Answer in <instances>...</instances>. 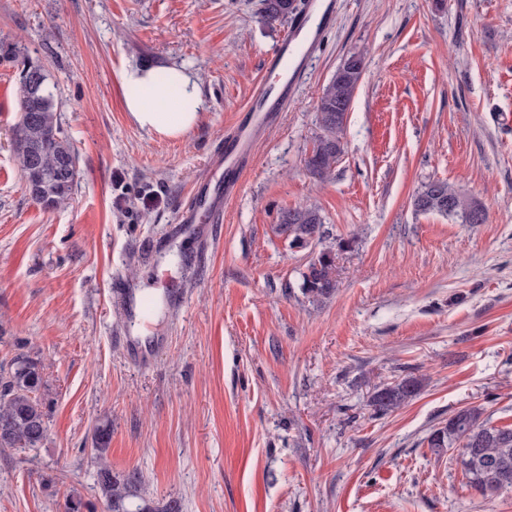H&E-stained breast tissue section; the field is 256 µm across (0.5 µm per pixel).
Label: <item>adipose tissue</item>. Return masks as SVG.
<instances>
[{
	"label": "adipose tissue",
	"instance_id": "ef3b65f1",
	"mask_svg": "<svg viewBox=\"0 0 512 512\" xmlns=\"http://www.w3.org/2000/svg\"><path fill=\"white\" fill-rule=\"evenodd\" d=\"M122 82L128 89L126 108L141 128L177 137L197 123L203 100L181 71H174L172 81L163 82L153 72L130 70Z\"/></svg>",
	"mask_w": 512,
	"mask_h": 512
}]
</instances>
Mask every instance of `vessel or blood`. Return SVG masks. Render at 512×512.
<instances>
[{
  "instance_id": "obj_1",
  "label": "vessel or blood",
  "mask_w": 512,
  "mask_h": 512,
  "mask_svg": "<svg viewBox=\"0 0 512 512\" xmlns=\"http://www.w3.org/2000/svg\"><path fill=\"white\" fill-rule=\"evenodd\" d=\"M334 12L333 0H327L321 7L319 22H312L307 11L291 20L280 45L264 62L261 83L209 155L207 176L197 180L191 200L178 205L179 234L200 233L205 225L214 230L223 223L224 204L242 189L244 176L254 159L259 131L273 126L293 98L308 59L320 44Z\"/></svg>"
}]
</instances>
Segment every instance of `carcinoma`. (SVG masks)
<instances>
[{
	"label": "carcinoma",
	"mask_w": 512,
	"mask_h": 512,
	"mask_svg": "<svg viewBox=\"0 0 512 512\" xmlns=\"http://www.w3.org/2000/svg\"><path fill=\"white\" fill-rule=\"evenodd\" d=\"M291 0H259V19L267 24L286 22L295 15ZM17 67L20 111L33 115V122L14 139V153L33 202L46 209L67 205L78 177L77 156L65 132L58 101L49 83V74L41 64L20 58V49L12 44L0 45V64ZM38 71L31 83L22 72ZM366 72L359 67L340 65L319 97L317 110L320 134L306 158L310 174L327 179L344 151L342 134L347 114L358 85ZM40 154L41 167L29 169V154ZM414 210L435 213L464 224H482L486 210L470 202L448 182L432 179L424 182L413 198ZM280 230L289 247L306 248L320 238L323 224L318 210L312 207L288 209L279 216ZM332 252L322 251L303 274L302 292L313 302L333 296L337 281ZM44 386L38 361L20 354L10 363L0 365V448H37L47 437L48 421L40 391ZM422 380L408 376L378 387L370 395L369 407L383 416L414 399L421 391ZM112 425L104 423L94 430V451L100 460L97 485L111 512H181L175 499L159 506L141 493V476L132 470L118 473L105 462ZM428 447L439 453L444 449L463 448L458 460L468 485L484 498L512 488V427L491 424L478 406L457 410L442 426L427 437Z\"/></svg>",
	"instance_id": "cac0c4a2"
}]
</instances>
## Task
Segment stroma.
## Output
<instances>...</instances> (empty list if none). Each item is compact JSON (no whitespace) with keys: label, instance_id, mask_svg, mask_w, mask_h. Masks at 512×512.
<instances>
[{"label":"stroma","instance_id":"1","mask_svg":"<svg viewBox=\"0 0 512 512\" xmlns=\"http://www.w3.org/2000/svg\"><path fill=\"white\" fill-rule=\"evenodd\" d=\"M257 3L0 0V41L48 70L79 170L67 206L30 199L11 147L16 76L0 65V364L40 362L48 414L40 447L0 450V512H65L71 493L108 512L103 421L112 469L138 470L146 497L182 512H512V490L481 497L456 452L426 442L464 407L512 425V127L498 120L512 111V0H339L204 252L170 226L287 30ZM353 53L366 74L321 180L305 165L318 99ZM131 68L186 74L195 126L140 128ZM431 179L487 222L415 212ZM299 206L323 226L292 249L279 216ZM324 250L337 290L316 303L302 275ZM116 279L161 304L150 366L122 350ZM409 375L419 395L373 415L374 388Z\"/></svg>","mask_w":512,"mask_h":512}]
</instances>
